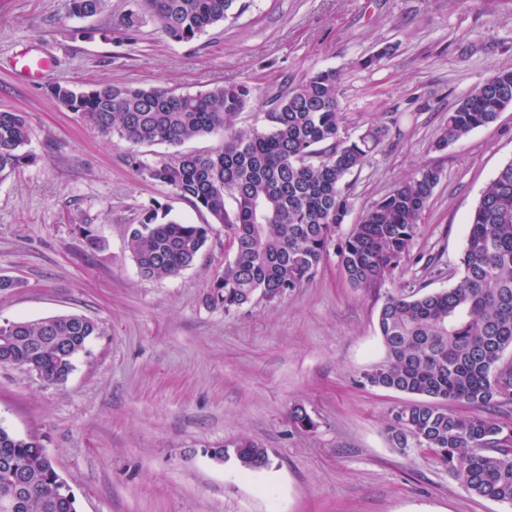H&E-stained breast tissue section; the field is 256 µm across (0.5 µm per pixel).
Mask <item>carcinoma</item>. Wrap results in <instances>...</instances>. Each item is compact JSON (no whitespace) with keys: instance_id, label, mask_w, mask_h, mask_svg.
<instances>
[{"instance_id":"1","label":"carcinoma","mask_w":512,"mask_h":512,"mask_svg":"<svg viewBox=\"0 0 512 512\" xmlns=\"http://www.w3.org/2000/svg\"><path fill=\"white\" fill-rule=\"evenodd\" d=\"M105 4L67 0V9L88 18ZM244 8L239 0H137L122 26L136 32L149 16L170 40L190 42ZM340 91V75L331 68L263 93L246 81L196 94L110 83L87 91L49 86L51 96L85 125L133 146L176 148L193 139L222 138L220 146L201 153L127 155L141 176L170 187L211 218L208 224H184L152 204L132 228L128 247L143 277L164 279L190 267L213 225L224 226L232 259L212 280L204 302L228 315L302 287L332 249L356 288L385 281L409 257L441 172L420 169L336 240L350 212L346 179L362 169L385 136L379 126L351 136ZM509 108L512 68H504L448 113L434 148L463 140ZM247 109L257 111L260 124L241 128L236 119ZM28 142L25 116L0 110V177L32 163ZM377 329L385 357L364 373L365 383L416 396L387 425L394 446L418 449L469 493L512 505V424L447 409L450 403L512 404V161L498 170L474 208L458 281L422 295L387 294ZM98 333L94 319L76 313L0 323V363L60 385ZM232 448L245 470L270 465L267 449L255 441L242 439ZM0 512H77L74 494L43 455L39 438L1 426Z\"/></svg>"}]
</instances>
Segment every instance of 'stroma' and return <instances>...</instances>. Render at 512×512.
Segmentation results:
<instances>
[{"mask_svg":"<svg viewBox=\"0 0 512 512\" xmlns=\"http://www.w3.org/2000/svg\"><path fill=\"white\" fill-rule=\"evenodd\" d=\"M249 3L235 22L177 43L151 19L127 36L132 0H107L84 19L65 0H0V109L24 114L36 157L0 179V276L23 282L0 292V323L77 313L99 324L63 385L0 367V427L40 437L78 512H512L468 493L416 449L395 448L386 425L406 394L361 381L385 355V294L456 282L470 216L512 161V109L433 147L460 100L512 67V0ZM385 46L389 54L369 64ZM24 47L50 62L48 82L20 78ZM324 68L341 76L349 134L387 129L349 178L341 233L420 168L442 172L410 260L382 286L355 288L332 253L301 288L227 316L204 302L232 256L219 227L178 276L142 278L128 237L145 207L159 202L190 224L209 217L143 179L126 161L130 145L84 125L49 83L194 94L241 81L265 89ZM296 407L314 428L292 425ZM243 438L268 449V468L213 458Z\"/></svg>","mask_w":512,"mask_h":512,"instance_id":"stroma-1","label":"stroma"}]
</instances>
